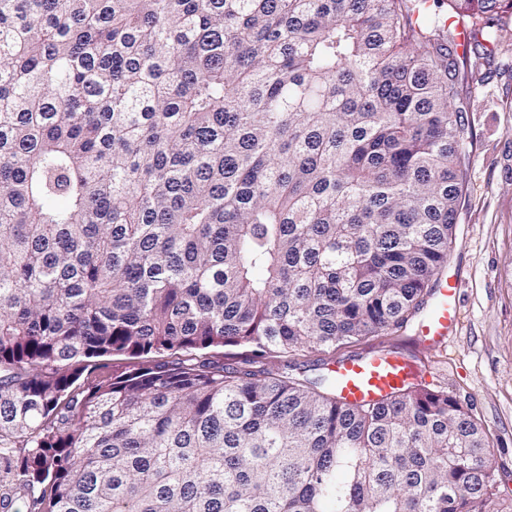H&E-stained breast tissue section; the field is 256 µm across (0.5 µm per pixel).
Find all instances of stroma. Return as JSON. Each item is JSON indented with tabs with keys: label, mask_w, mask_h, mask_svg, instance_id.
I'll list each match as a JSON object with an SVG mask.
<instances>
[{
	"label": "stroma",
	"mask_w": 512,
	"mask_h": 512,
	"mask_svg": "<svg viewBox=\"0 0 512 512\" xmlns=\"http://www.w3.org/2000/svg\"><path fill=\"white\" fill-rule=\"evenodd\" d=\"M472 132L467 191L448 268L461 281L458 323L428 348L417 320L388 336H369L342 356L395 350L418 357L426 385L447 391L484 427L497 474V507L512 512V25L490 60L472 59L460 78Z\"/></svg>",
	"instance_id": "stroma-1"
}]
</instances>
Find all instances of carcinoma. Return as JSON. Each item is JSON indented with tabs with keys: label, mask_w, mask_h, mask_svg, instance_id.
I'll return each instance as SVG.
<instances>
[{
	"label": "carcinoma",
	"mask_w": 512,
	"mask_h": 512,
	"mask_svg": "<svg viewBox=\"0 0 512 512\" xmlns=\"http://www.w3.org/2000/svg\"><path fill=\"white\" fill-rule=\"evenodd\" d=\"M508 20L0 0V460L33 512H492L448 392L349 404L290 358L423 308L469 157L453 27L488 59Z\"/></svg>",
	"instance_id": "carcinoma-1"
}]
</instances>
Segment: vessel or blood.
<instances>
[{"label": "vessel or blood", "mask_w": 512, "mask_h": 512, "mask_svg": "<svg viewBox=\"0 0 512 512\" xmlns=\"http://www.w3.org/2000/svg\"><path fill=\"white\" fill-rule=\"evenodd\" d=\"M459 280L456 275L441 277L434 302L418 326L420 338L438 345L457 321ZM339 397L349 403H374L386 399L404 385L421 377L413 358L400 354L345 358L333 366Z\"/></svg>", "instance_id": "1"}]
</instances>
